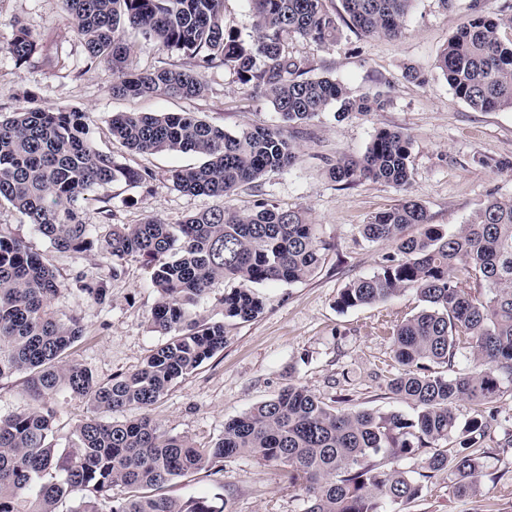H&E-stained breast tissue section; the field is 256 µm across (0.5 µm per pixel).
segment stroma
<instances>
[{
    "mask_svg": "<svg viewBox=\"0 0 512 512\" xmlns=\"http://www.w3.org/2000/svg\"><path fill=\"white\" fill-rule=\"evenodd\" d=\"M480 9L512 15V0H413L405 33L395 39L365 36L345 26L336 41L325 45L290 40V53L310 59V77L334 78L357 96L382 94L385 104L346 117L331 108L293 129V165L267 176L261 187L244 184L224 199L185 193L169 182L170 170L196 164V155L130 152L113 141L108 121L118 112H195L229 133L278 124L273 108L252 99L250 88L233 71L221 66L204 70L209 90L201 98L116 96L111 70L88 65L62 0H0V113L16 111L30 100L41 107L88 112L97 123L101 150L154 174L138 187L117 182L109 188L111 219L100 214L99 201L84 203V220L98 225L101 237L89 252L56 250L10 203L0 202V224L9 225L59 279L81 274L110 280L109 298L102 304L70 289L56 297L58 316L77 317L83 326L84 336L69 350V359L105 383L135 372L165 341L148 321L156 297L143 259H128L119 277L109 276L112 257L105 239L111 224L148 218L178 224L224 206L247 211L261 195L302 210L329 249L304 281L261 286L263 313L229 323L223 351L171 386L152 407L151 417L170 434L208 445L222 435L225 421L273 397L291 380L327 401L345 396L356 408L414 415L411 404L386 388L399 365L381 325L417 313L422 307L418 296L407 290L383 303L345 311L337 308L336 298L350 280L377 271L393 251L391 244L370 242L358 233L376 212L408 196L426 208L432 224L451 232L468 223L488 199H512V110L472 109L450 90L438 67L449 36ZM21 26L31 30L39 50L19 66L6 44ZM410 69L416 78L407 77ZM384 128L405 130L413 139L408 191L371 180L340 188L327 174L328 162L360 156ZM496 407L484 438L489 455L478 494L456 496L447 476L440 475L403 512H512V447L505 445L512 438V387ZM227 490L233 493V512H300L285 471L253 459L227 460L223 473L180 478L164 492L185 500L214 498Z\"/></svg>",
    "mask_w": 512,
    "mask_h": 512,
    "instance_id": "1",
    "label": "stroma"
}]
</instances>
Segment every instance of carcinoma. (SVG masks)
I'll list each match as a JSON object with an SVG mask.
<instances>
[{
	"label": "carcinoma",
	"mask_w": 512,
	"mask_h": 512,
	"mask_svg": "<svg viewBox=\"0 0 512 512\" xmlns=\"http://www.w3.org/2000/svg\"><path fill=\"white\" fill-rule=\"evenodd\" d=\"M255 35L246 41L224 25V0H63L90 64L112 69L116 96L201 97L202 70L220 64L261 95L287 126L306 124L328 108L337 115L367 114L376 97H356L340 82L309 78L308 64L288 54V39L317 45L335 41L340 28L326 0H246ZM413 0H341L348 27L365 36L398 38ZM512 15L477 11L448 39L438 67L453 93L481 112L512 109ZM180 53L196 70H139L135 44ZM38 49L18 28L7 51L19 65ZM112 138L142 154L193 152L201 163L170 171L169 181L190 194L228 197L242 184L289 167L295 146L281 126L255 125L230 134L194 112H122L108 122ZM93 117L77 109L26 106L0 114V200L59 251L85 252L98 242L82 204L112 185L147 184L153 174L119 164L95 144ZM412 138L382 129L365 152L329 164L334 182L350 187L382 181L400 190L411 182ZM417 226L420 233L407 229ZM371 242L394 253L370 276L351 280L336 300L342 310L386 301L413 290L423 307L395 325L391 343L401 365L387 381L415 415L337 408L293 380L273 398L224 423L210 445L169 435L147 414L178 380L224 349V320L249 321L264 310L258 285L296 283L321 263L326 244L299 210L266 198L252 211L222 207L181 224L147 219L113 224L112 278L123 261H145L157 295L150 311L166 342L128 376L98 382L66 360L83 337L80 321L59 317L53 303L63 288L96 302L107 299V280H60L23 242L0 224V381L27 374L30 404L0 417V512H231L208 498L179 501L162 493L171 481L224 471V461L252 457L288 469L302 512H402L430 479L451 473L459 496L478 492L483 448L494 404L512 385V199H490L451 233L430 223L414 199L380 211L359 226ZM235 287L213 294L218 282ZM478 294H472L471 288ZM209 302L222 318L199 311ZM466 359L472 370L454 371ZM88 401L92 415L78 421L68 446L54 443L57 396ZM476 415L460 423L456 404ZM139 418L114 421L127 408ZM421 459L418 470L398 462ZM122 485L126 496L112 498Z\"/></svg>",
	"instance_id": "obj_1"
}]
</instances>
